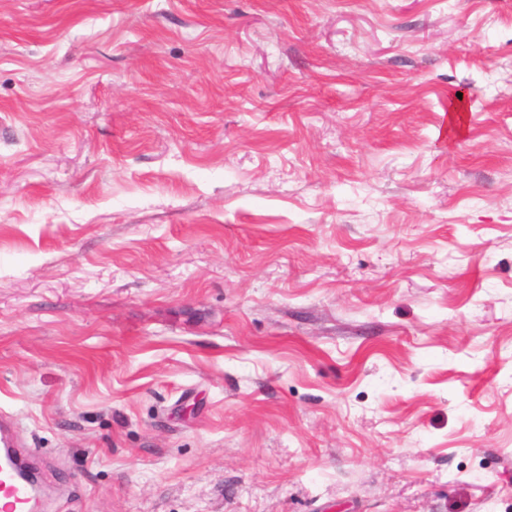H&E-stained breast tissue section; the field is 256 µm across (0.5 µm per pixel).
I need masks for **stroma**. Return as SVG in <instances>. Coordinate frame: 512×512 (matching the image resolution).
I'll return each mask as SVG.
<instances>
[{"label":"stroma","instance_id":"1","mask_svg":"<svg viewBox=\"0 0 512 512\" xmlns=\"http://www.w3.org/2000/svg\"><path fill=\"white\" fill-rule=\"evenodd\" d=\"M1 411L40 512H512V0H0Z\"/></svg>","mask_w":512,"mask_h":512}]
</instances>
